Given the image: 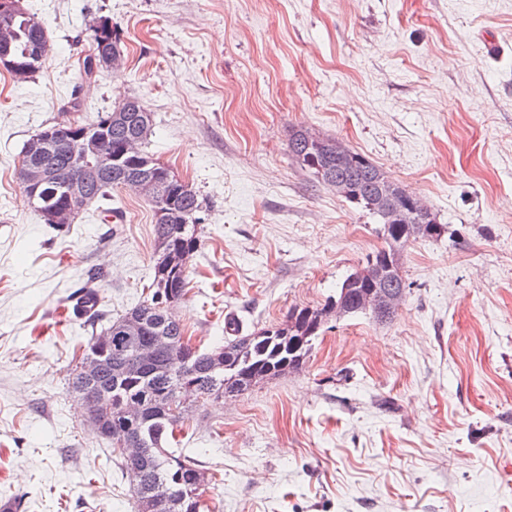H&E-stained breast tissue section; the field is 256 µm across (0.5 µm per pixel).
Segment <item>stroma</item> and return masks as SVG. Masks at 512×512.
I'll use <instances>...</instances> for the list:
<instances>
[{
  "label": "stroma",
  "instance_id": "obj_1",
  "mask_svg": "<svg viewBox=\"0 0 512 512\" xmlns=\"http://www.w3.org/2000/svg\"><path fill=\"white\" fill-rule=\"evenodd\" d=\"M50 48L0 68V501L137 512L130 479L67 385L93 328L141 302L153 209L113 191L43 224L14 177L40 127L137 96L148 150L196 190L201 246L175 307L192 346L323 307L383 245L288 156L306 128L366 155L447 230L401 250L396 314L332 317L302 368L198 406L179 446L202 512H512V0H23ZM112 21L119 69L85 80L83 33ZM80 112L68 113L73 97Z\"/></svg>",
  "mask_w": 512,
  "mask_h": 512
}]
</instances>
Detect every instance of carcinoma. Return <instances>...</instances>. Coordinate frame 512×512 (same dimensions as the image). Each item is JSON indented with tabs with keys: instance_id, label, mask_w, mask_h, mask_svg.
Returning <instances> with one entry per match:
<instances>
[{
	"instance_id": "cac0c4a2",
	"label": "carcinoma",
	"mask_w": 512,
	"mask_h": 512,
	"mask_svg": "<svg viewBox=\"0 0 512 512\" xmlns=\"http://www.w3.org/2000/svg\"><path fill=\"white\" fill-rule=\"evenodd\" d=\"M2 26L9 29V35L0 39V62H9L26 73L25 80L32 79L46 58L44 54H35V48L41 45L46 51L49 47L43 21L28 11L22 0H0ZM109 55L122 58L120 39L112 31L110 22L99 34L90 36L89 53L82 61L85 78L90 80L101 72L102 68L95 62ZM132 103L138 104L140 111H127ZM152 126V113L139 98L128 97L92 123L68 121L42 128L44 132L63 134L68 143L36 158L40 165L55 174V178L30 199V203L44 218L47 212L66 205L69 181L80 179L89 204H101L111 200L112 190L128 188L120 179L125 171L150 178L159 187L150 200L158 259L147 286L148 294L138 306L110 320L101 332L91 335L83 346L81 359L95 361L99 367L92 388L83 392L78 365L69 378V385L82 400L89 394L102 395L108 401L110 414L106 420L107 433L102 439L111 444L123 472H129L128 462L112 432L128 436L145 449L133 486L138 512H155L151 503L160 494L168 497L167 512H201V486L197 478L202 469L190 456L169 448L176 441L175 432L180 427V418L172 414V410L187 399L203 404L211 399L236 397L259 382L279 375L282 364H289L295 370L301 368L323 324L335 313L336 303L342 301L348 307L353 306L358 289L367 287L370 280L357 269L346 280L357 278L359 288L347 292L346 284H341L336 299L329 300L320 309L294 308L288 311L281 325L246 336L239 335V327L230 322V336L225 338L224 344L206 351L193 347L184 336L182 323L173 315L158 314L156 307L163 301L175 306L185 295L187 268L174 271L161 263V257L173 250H181L188 257L197 251L201 243L197 217L201 201L192 186L169 169L158 166L157 160L144 150ZM130 137L136 139L135 153L127 157L123 155V146ZM288 153L300 167L314 175L326 169L331 178L340 179L345 184L340 195L367 211L380 225L384 246L372 261L376 266H383L388 260L394 263L393 269L386 273L385 285L397 294H404L403 245L412 237L438 239L445 232V225L437 223L430 212L420 213L415 208L419 199L407 192L397 199L405 223L430 224L434 232L418 235L388 223L373 207V195L378 184L388 185L390 181L367 156L343 147L335 139L314 137L306 129H296L288 139ZM144 314L146 323L124 349L108 344L107 337L117 339L129 322ZM159 334L168 338L171 350L144 359L145 348ZM144 360L148 365L143 368L140 363ZM130 402L142 406L139 416L125 414L124 407Z\"/></svg>"
}]
</instances>
